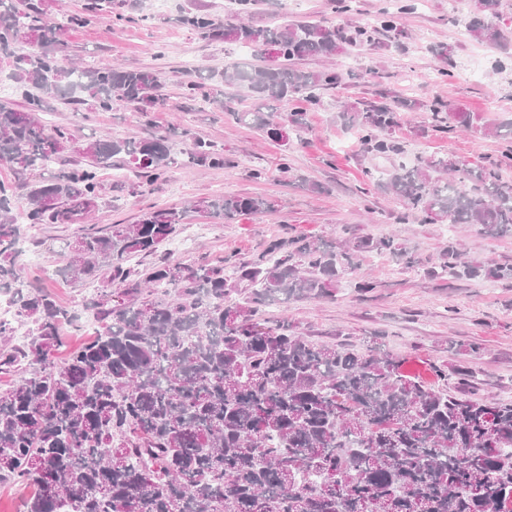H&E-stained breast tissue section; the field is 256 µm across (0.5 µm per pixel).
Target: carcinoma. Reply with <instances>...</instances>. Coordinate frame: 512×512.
Listing matches in <instances>:
<instances>
[{"label": "carcinoma", "instance_id": "carcinoma-1", "mask_svg": "<svg viewBox=\"0 0 512 512\" xmlns=\"http://www.w3.org/2000/svg\"><path fill=\"white\" fill-rule=\"evenodd\" d=\"M262 0H230L236 24L220 25L199 9L180 18L204 38L249 46L277 63L200 73L184 84L235 122L282 139L301 135L306 105L341 83L342 73H310L296 61L329 58L371 41L369 30L343 35L297 20L266 28L245 22ZM467 32L500 44L507 35L481 16L498 0H476ZM59 26L32 0H0V55L23 108L0 100V162L15 183L0 182V288H14L11 304L28 326V340L0 321V375H20L0 390V484L31 488L22 512H512V402L464 398L448 390L460 367L432 368L435 381L403 369L404 358L381 346L362 351L315 344L284 316L264 308L333 296L356 276L365 253L415 263L391 237L352 236L341 244L274 239L247 260L190 266L165 256L142 266L173 240L185 211L150 209L133 224L101 231L82 226L98 207L99 170L130 168L153 183L173 167L224 166V151L192 140L175 154L166 135L79 140L70 128L41 118L56 105L91 99L109 111L134 105L152 112L164 103L159 74L119 66L85 67L62 54ZM27 48L18 54L16 49ZM239 85L252 93L246 110L211 87ZM425 108L445 129L440 102L403 100ZM367 147L395 151L390 134L400 115L385 103L365 102L342 113ZM498 162L470 166L431 155L393 173H369L380 194L393 193L406 219L478 224L490 236L512 235V181ZM62 168L51 179L43 172ZM26 188L18 194L17 186ZM23 210L29 226L79 223L63 247L60 273L98 281L91 302L97 335L68 352L65 328L78 317L47 288L21 280ZM193 209L224 224L274 212L264 196L221 195ZM437 275L487 276L512 282V264L463 258L448 239ZM244 290L241 303H228Z\"/></svg>", "mask_w": 512, "mask_h": 512}]
</instances>
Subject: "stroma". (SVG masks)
Instances as JSON below:
<instances>
[{
	"instance_id": "1",
	"label": "stroma",
	"mask_w": 512,
	"mask_h": 512,
	"mask_svg": "<svg viewBox=\"0 0 512 512\" xmlns=\"http://www.w3.org/2000/svg\"><path fill=\"white\" fill-rule=\"evenodd\" d=\"M42 2L48 17L60 26L68 58L95 66L118 62L129 69L156 70L165 99L163 107L147 117L131 106L102 111L85 104L75 112L62 105L46 114L47 122L70 126L85 139L104 133L125 138L166 132L176 153L189 146L180 134L186 128L224 150L222 167L174 168L140 193L116 188L118 181H137L136 173L127 171L118 179L112 169L102 170L104 190L94 224H130L152 207L186 209L179 235L194 236L195 241L180 259L211 265L227 256L249 259L275 238L337 242L354 234L394 237L414 251L420 267H405L385 254H366L357 277L373 283L371 292L358 293L344 282L334 297L276 304L267 309V318L288 317L313 342L384 344L408 356L409 370L424 377L433 364L470 367L475 378L457 384V391L512 400V285L483 276L433 278L425 272L452 234L463 239L470 259L511 264L512 236L489 238L476 225L453 228L402 220L401 202L375 193L367 178L368 172L390 173L398 164L412 166L429 155H451L473 165L500 162L507 143L492 130L512 120V69L498 70L497 63L512 60V41L500 46L460 36V28L475 15L474 0H457L453 10L448 0H412V9L401 12L396 21L402 38L381 32L352 54L336 55L332 67L345 72V79L322 91L319 105L308 107L302 140L286 144L233 123L203 98L184 95L190 67L220 71L232 61L257 62L243 47L202 38L181 25L184 11L195 8L216 22H233V15L224 10L226 0H112L111 12L97 14L88 10L89 0ZM383 5L384 0H357L356 13L348 17L335 12L331 0H266L249 22L264 28L304 17L347 31L356 25L373 27ZM75 13L83 24L70 23ZM440 44L447 45V58L434 53ZM403 98L443 102L450 112L449 131H431L427 112L401 111L391 134L399 151L381 155L368 151L342 121L344 107ZM463 115L469 117L471 130L460 127ZM256 170L265 172L264 180H253ZM297 175L323 184L326 193L313 194L294 184ZM217 194L265 195L274 201L275 211L244 216L232 224H217L190 211L191 203ZM74 230L71 224L30 229L25 247L40 262L22 265L21 277L50 286L62 302L79 309L93 295V287L59 272V247ZM472 342L480 343V353L466 351Z\"/></svg>"
}]
</instances>
